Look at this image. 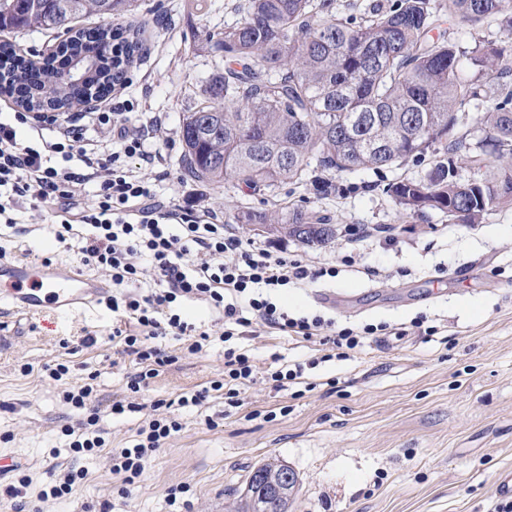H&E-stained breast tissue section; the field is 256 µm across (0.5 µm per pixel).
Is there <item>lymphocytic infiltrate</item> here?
Returning <instances> with one entry per match:
<instances>
[{"label":"lymphocytic infiltrate","instance_id":"1","mask_svg":"<svg viewBox=\"0 0 512 512\" xmlns=\"http://www.w3.org/2000/svg\"><path fill=\"white\" fill-rule=\"evenodd\" d=\"M124 102L93 112L90 122L109 130L120 151L87 136V123L48 116L47 132L28 139L27 113L0 120V223L11 228L29 211L44 208L58 216V241H75L85 263L107 271L112 279L109 304L114 313L134 321L136 331L114 328L112 340L140 366L127 383L131 401L113 403L121 415L141 411L135 396L149 387L163 368L175 361L159 344L167 336L187 337V350L197 354L210 345L208 331L179 313L183 301H197L222 312L224 371L209 389L152 401L153 414L138 431L133 447L112 453V473L119 476L121 497H129L143 476L152 452L162 447L181 423L168 409L197 406L210 392L224 395L228 407L242 405L244 387L258 381L290 389L305 384L302 363L260 369L252 355L236 345L242 336L268 328L334 352L348 359L374 325L336 324L320 315L299 316L277 305L274 292L335 277L332 266L314 267L283 250L256 245L218 224L210 211L183 206L161 196L156 187L168 179L162 154L148 141L163 121L152 116L138 131L123 120ZM140 167H132V160Z\"/></svg>","mask_w":512,"mask_h":512}]
</instances>
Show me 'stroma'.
I'll return each instance as SVG.
<instances>
[{
    "label": "stroma",
    "mask_w": 512,
    "mask_h": 512,
    "mask_svg": "<svg viewBox=\"0 0 512 512\" xmlns=\"http://www.w3.org/2000/svg\"><path fill=\"white\" fill-rule=\"evenodd\" d=\"M238 2L214 0L207 14L192 16L186 0H138L123 20L140 27L143 43L121 92L129 117L165 118L150 141L170 172L162 192L177 201L201 199L223 221L255 199L244 185L218 187L186 176L179 130L184 113L200 104L210 70V57L192 46L234 22ZM59 42L53 33L0 32V43L37 65L48 62ZM433 161L429 154L398 169L346 173L327 195L311 184L280 190L288 203L329 218L336 236L324 245L234 225L237 234L271 249L335 265V277L281 290L278 301L288 310L407 333L371 336L349 359L320 364L310 372L315 389L299 397L260 382L246 389L238 409L211 398L174 410L182 429L154 453L130 499L118 493L110 456L133 447L146 414L111 410L136 368L110 339L116 316L104 304L66 318L0 315V458L21 465L0 479V512H15L20 503L41 512H98L106 501L113 512H171L166 491L179 483L191 487L180 512H233L254 466L270 457L298 475L292 512H490L501 477L512 472V206L488 211L477 224L452 222L435 210L404 211L386 194L387 184L425 178ZM49 220L47 211L31 212L20 232L0 236V257H38L107 279L77 248L56 240ZM355 224L363 236L351 249L347 231ZM369 267L374 275H366ZM182 308L213 341L191 354L183 341L163 339L178 360L142 393L143 403L205 387L224 366L220 315L195 301ZM420 316L438 335L414 328ZM89 336L95 344H86ZM240 345L268 366L312 354L310 344L289 336H249ZM57 363L70 367L60 382L44 372ZM25 364L32 373H22ZM88 382L94 392L87 408L65 402L64 391ZM92 411L105 444L92 454L73 453L66 431ZM71 469L87 473L73 493L41 501ZM14 484L16 498L7 493Z\"/></svg>",
    "instance_id": "stroma-1"
}]
</instances>
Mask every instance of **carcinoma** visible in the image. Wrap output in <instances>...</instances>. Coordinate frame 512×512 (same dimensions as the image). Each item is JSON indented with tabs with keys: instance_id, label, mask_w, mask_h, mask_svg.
I'll return each instance as SVG.
<instances>
[{
	"instance_id": "cac0c4a2",
	"label": "carcinoma",
	"mask_w": 512,
	"mask_h": 512,
	"mask_svg": "<svg viewBox=\"0 0 512 512\" xmlns=\"http://www.w3.org/2000/svg\"><path fill=\"white\" fill-rule=\"evenodd\" d=\"M135 0H0V31L62 34L61 55L92 56L80 85L31 66L11 74L0 95L26 88L17 106L67 111L87 92L104 96L123 77L109 50L111 28H76L87 14L105 20L134 10ZM239 18L198 42V53H221L203 81L204 101L183 116L182 168L219 187L241 182L261 207L236 209L234 224H267L268 235L323 245L334 235L328 218L302 205L277 203L278 190L302 182L310 160L324 172L400 166L428 152L439 157L423 180L404 178L386 193L410 212L426 209L477 224L489 210L512 204V67L503 50H461L454 38L430 36L441 23L495 24L512 35V0H397L368 6L360 16L336 10V0H247ZM479 74L496 73L497 98L485 107L488 155L451 134L457 113L487 95L476 80L458 77L461 57ZM463 163L494 167L484 183L454 178ZM278 462L250 473L244 512H288L297 478Z\"/></svg>"
}]
</instances>
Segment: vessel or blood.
<instances>
[{"mask_svg": "<svg viewBox=\"0 0 512 512\" xmlns=\"http://www.w3.org/2000/svg\"><path fill=\"white\" fill-rule=\"evenodd\" d=\"M109 294L106 283L79 271L31 258L0 259V306L13 314L37 315L49 308L66 317Z\"/></svg>", "mask_w": 512, "mask_h": 512, "instance_id": "vessel-or-blood-1", "label": "vessel or blood"}]
</instances>
